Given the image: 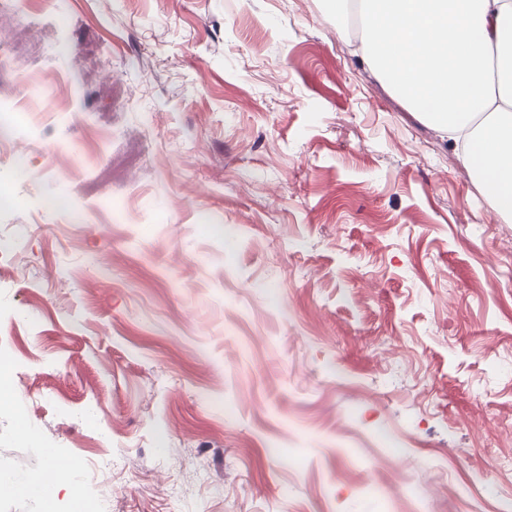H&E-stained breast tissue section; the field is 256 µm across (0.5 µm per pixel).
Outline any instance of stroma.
Wrapping results in <instances>:
<instances>
[{
    "label": "stroma",
    "instance_id": "35a3bbf8",
    "mask_svg": "<svg viewBox=\"0 0 512 512\" xmlns=\"http://www.w3.org/2000/svg\"><path fill=\"white\" fill-rule=\"evenodd\" d=\"M26 2L0 37L67 85L0 145V232L24 229L0 469L111 454L91 512H499L512 221L361 26L324 0ZM49 188L86 223L44 217Z\"/></svg>",
    "mask_w": 512,
    "mask_h": 512
}]
</instances>
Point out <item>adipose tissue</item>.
Wrapping results in <instances>:
<instances>
[{"label": "adipose tissue", "mask_w": 512, "mask_h": 512, "mask_svg": "<svg viewBox=\"0 0 512 512\" xmlns=\"http://www.w3.org/2000/svg\"><path fill=\"white\" fill-rule=\"evenodd\" d=\"M362 57L411 112L463 144L491 208L512 220V0H358ZM0 486L51 512L72 473H12Z\"/></svg>", "instance_id": "1"}]
</instances>
